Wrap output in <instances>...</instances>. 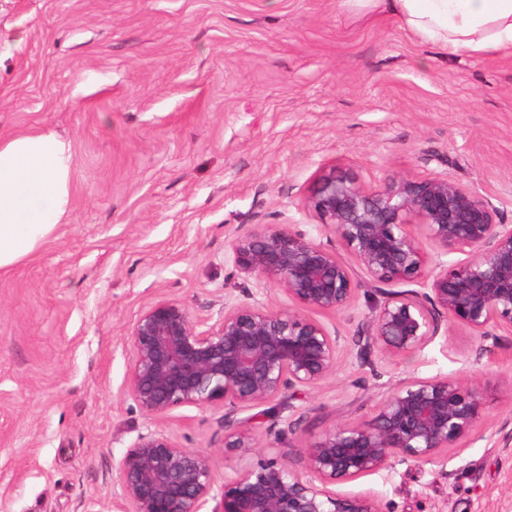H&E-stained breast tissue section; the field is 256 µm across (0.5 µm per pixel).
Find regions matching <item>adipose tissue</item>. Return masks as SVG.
<instances>
[{
	"label": "adipose tissue",
	"instance_id": "ef3b65f1",
	"mask_svg": "<svg viewBox=\"0 0 512 512\" xmlns=\"http://www.w3.org/2000/svg\"><path fill=\"white\" fill-rule=\"evenodd\" d=\"M386 17L442 56L512 55V0H341ZM71 154L50 133L0 138V276L35 254L71 209Z\"/></svg>",
	"mask_w": 512,
	"mask_h": 512
}]
</instances>
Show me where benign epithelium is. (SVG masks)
Returning <instances> with one entry per match:
<instances>
[{"instance_id":"1","label":"benign epithelium","mask_w":512,"mask_h":512,"mask_svg":"<svg viewBox=\"0 0 512 512\" xmlns=\"http://www.w3.org/2000/svg\"><path fill=\"white\" fill-rule=\"evenodd\" d=\"M353 263L336 249L286 224L241 226L228 242L235 270L273 278L302 308L339 313L355 301L358 267L369 282L416 281L426 290L392 294L361 326L356 358L377 351L393 359L421 350L442 322L468 327L497 345L512 333V225L498 220L492 198L442 175L398 181L324 168L305 198ZM465 252L461 263L427 268V248ZM224 298L214 322L195 320L176 298L146 306L128 332L127 393L156 419L184 405L224 406V447H256L258 408L299 387H316L337 367L342 336L298 311L274 312L251 300ZM482 418L478 387L455 379L412 380L388 395L369 425L340 424L305 448V474L287 462L260 459L216 485L209 456L162 431L140 434L120 469L121 512H383L365 493L334 489L386 468L390 461L436 463Z\"/></svg>"}]
</instances>
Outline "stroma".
Masks as SVG:
<instances>
[{"label": "stroma", "instance_id": "1", "mask_svg": "<svg viewBox=\"0 0 512 512\" xmlns=\"http://www.w3.org/2000/svg\"><path fill=\"white\" fill-rule=\"evenodd\" d=\"M54 134L73 157L72 207L30 259L0 277V512H117L120 461L161 430L207 453L216 482L257 455L224 447V408L162 420L129 397L128 331L178 298L216 316L250 288L291 308L275 281L225 258L243 224H317L304 200L322 167L392 179L447 175L512 225V57L443 59L339 0H0V138ZM375 298L319 320L353 337ZM476 383L477 429L443 462L341 484L384 512H512V334L483 350L449 326L416 354H342L298 390L286 437L253 419L259 455L303 473L305 448L371 422L412 379Z\"/></svg>", "mask_w": 512, "mask_h": 512}]
</instances>
